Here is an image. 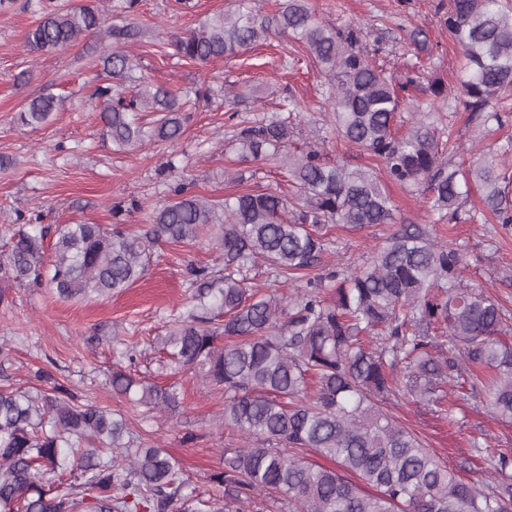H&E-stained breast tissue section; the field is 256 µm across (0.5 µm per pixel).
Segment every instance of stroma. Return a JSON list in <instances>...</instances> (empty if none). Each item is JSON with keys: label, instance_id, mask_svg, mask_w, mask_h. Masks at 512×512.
Segmentation results:
<instances>
[{"label": "stroma", "instance_id": "1", "mask_svg": "<svg viewBox=\"0 0 512 512\" xmlns=\"http://www.w3.org/2000/svg\"><path fill=\"white\" fill-rule=\"evenodd\" d=\"M232 0H193L185 10L177 0H139L134 19L142 38L134 53L153 83L177 91L211 89L210 99H197L182 137L172 144H152L117 153L102 135L98 103L86 94L95 78L97 60L85 40L62 50L27 54L24 40L38 14L30 0H9L0 8V156L10 158L0 170V253L11 236L16 211H42L43 225L57 230L64 224H119L130 232L147 225L145 210L166 199L173 178L168 161L183 167L192 190L202 197H221L261 183L289 191L287 175L270 161L236 162L225 153L231 129L227 113L250 122L276 111L282 96L299 105L304 141L323 139L328 158L353 166L368 165L366 155L331 132L322 96L327 76L299 43L270 37L230 60L200 65L174 56L170 35L199 27L224 12ZM448 0H310L325 25L347 23L367 34L377 64L404 75L417 69L425 81L440 79L456 87L459 49L449 41L442 20ZM423 85L412 89L403 111L412 113L427 96ZM243 91L226 102L220 87ZM50 92L59 100L51 121L31 129L17 121L21 107ZM507 115L504 126L486 131L460 102L442 107L443 123L457 145V160L470 164L501 158L512 165V98L500 101ZM389 191L396 205L395 224L428 225L433 237L466 252L465 282L498 299L512 310V227L484 219L436 222L425 191ZM138 200L143 210L113 213L120 201ZM395 224H377L352 232L335 226V252L330 261L338 270L361 266ZM207 232L191 244L158 247L142 279L122 293L85 300H63L49 287L12 286L7 303H0V345L9 354L0 360V386L25 389L37 368L54 362V373L82 398L126 413L132 440L154 442L180 462L183 477L199 490L210 487V475L221 469L225 449L240 447L236 433L220 428L215 419L224 409V390L203 386L194 372L164 366L163 339L172 319L185 312L191 294L188 265L218 263L219 254ZM136 347V366L148 381L177 384L183 394L179 417L138 408L113 395L108 386L119 344ZM444 402L455 404L454 414L439 405L424 406L410 396L388 400V411L410 427L442 462L464 481L486 486L498 468V453L512 450V422L490 416L484 404L469 394L467 383L445 387ZM195 439L183 443L185 433Z\"/></svg>", "mask_w": 512, "mask_h": 512}]
</instances>
